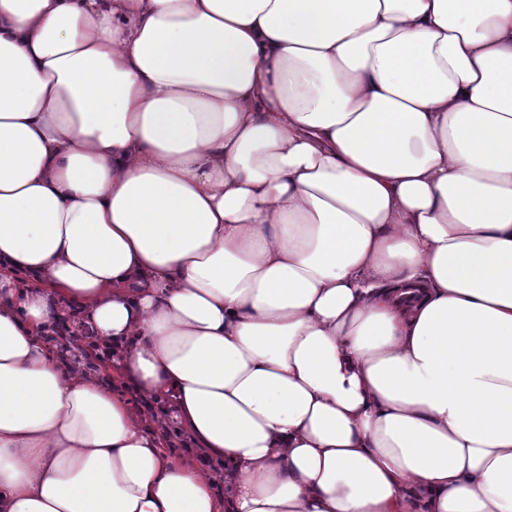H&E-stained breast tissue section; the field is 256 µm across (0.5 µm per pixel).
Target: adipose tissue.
<instances>
[{"label":"adipose tissue","mask_w":512,"mask_h":512,"mask_svg":"<svg viewBox=\"0 0 512 512\" xmlns=\"http://www.w3.org/2000/svg\"><path fill=\"white\" fill-rule=\"evenodd\" d=\"M0 512H512V0H0ZM47 332H51L50 340L59 341L63 346L64 352L68 353L71 350H80L84 360V367L87 373H102L103 366L106 362L111 361L115 353L112 351V346L100 345L99 343L84 342L86 336H77L68 326L59 325L52 326ZM61 340H64L62 342ZM82 341V343H79Z\"/></svg>","instance_id":"ef3b65f1"}]
</instances>
